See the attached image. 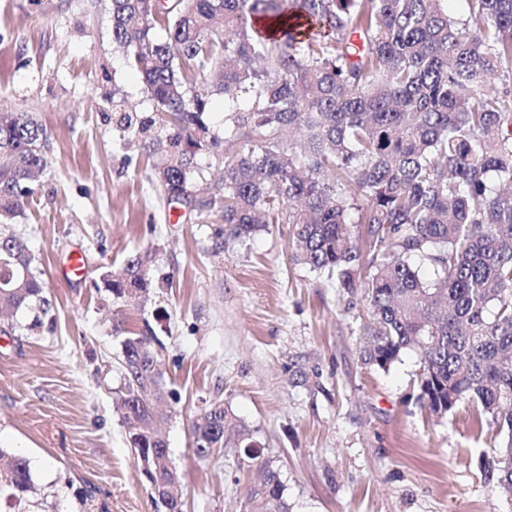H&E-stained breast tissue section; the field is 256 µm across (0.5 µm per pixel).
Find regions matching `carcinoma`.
Segmentation results:
<instances>
[{
  "label": "carcinoma",
  "mask_w": 512,
  "mask_h": 512,
  "mask_svg": "<svg viewBox=\"0 0 512 512\" xmlns=\"http://www.w3.org/2000/svg\"><path fill=\"white\" fill-rule=\"evenodd\" d=\"M111 0L112 42L154 109L117 125L161 157L170 202L219 207L225 235L288 224L291 259L367 305L361 359L386 370L407 351L419 398L440 417L459 403L489 415L507 442L491 470L512 495V0ZM274 20L271 35L255 26ZM161 26L166 37L153 34ZM224 97V136L210 121ZM44 129L0 112V226L23 214L46 168ZM224 179L198 185V158ZM433 267L427 278L413 264ZM150 251L103 276L129 303L153 288ZM26 275H20L21 271ZM48 305L27 243L0 232V306ZM117 407L136 456L170 454L144 403L169 393L148 336L123 341ZM194 455L252 448L224 405L191 422ZM0 491L35 490L29 461L0 448ZM251 512H289L268 469Z\"/></svg>",
  "instance_id": "cac0c4a2"
}]
</instances>
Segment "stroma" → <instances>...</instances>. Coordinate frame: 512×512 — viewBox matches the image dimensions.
<instances>
[{
	"label": "stroma",
	"mask_w": 512,
	"mask_h": 512,
	"mask_svg": "<svg viewBox=\"0 0 512 512\" xmlns=\"http://www.w3.org/2000/svg\"><path fill=\"white\" fill-rule=\"evenodd\" d=\"M110 0H0V111L45 130L46 172L9 227L47 285L48 311L0 332V447L30 462L35 491L0 512H165L114 404L121 341L151 336L172 396L163 427L184 512H249L259 467L289 512H512L488 472L496 429L462 404L435 419L419 360L363 363L366 304L289 259L285 224L216 248L222 222L168 203L154 160L112 121V93L147 112L139 73L112 42ZM153 251L154 287L132 305L102 283ZM82 249L74 281L59 260ZM221 403L260 453L191 451L190 424Z\"/></svg>",
	"instance_id": "stroma-1"
}]
</instances>
